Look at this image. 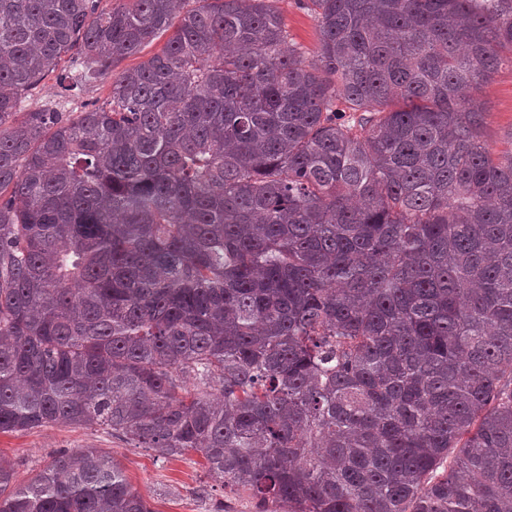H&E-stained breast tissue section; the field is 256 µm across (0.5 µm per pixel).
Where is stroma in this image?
<instances>
[{"instance_id":"1","label":"stroma","mask_w":512,"mask_h":512,"mask_svg":"<svg viewBox=\"0 0 512 512\" xmlns=\"http://www.w3.org/2000/svg\"><path fill=\"white\" fill-rule=\"evenodd\" d=\"M281 13L293 41L301 47L306 60H313L319 43V27L305 0H272ZM156 38L142 55L115 63L113 69L96 76L78 95L64 98L55 75H48L26 93L23 109L27 112L57 109L83 112L104 104L110 98L116 73L137 66L142 57L151 56L165 44ZM474 96L483 112L482 137L495 151L512 143V69L499 70ZM62 449H95L109 453L121 466L132 489L148 502L152 512H213L216 501H223L226 512H254L249 495L224 491L215 485L201 454L163 460L151 450L113 437L99 426L81 427L58 423L18 433H0V455L14 463V482L29 483Z\"/></svg>"}]
</instances>
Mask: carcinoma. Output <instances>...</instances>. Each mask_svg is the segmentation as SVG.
Returning a JSON list of instances; mask_svg holds the SVG:
<instances>
[{
  "instance_id": "obj_1",
  "label": "carcinoma",
  "mask_w": 512,
  "mask_h": 512,
  "mask_svg": "<svg viewBox=\"0 0 512 512\" xmlns=\"http://www.w3.org/2000/svg\"><path fill=\"white\" fill-rule=\"evenodd\" d=\"M186 2L0 0V433L195 451L261 512H512V147L463 95L512 0H307L311 63L271 0ZM169 30L109 105L22 111ZM13 478L152 512L95 450Z\"/></svg>"
}]
</instances>
